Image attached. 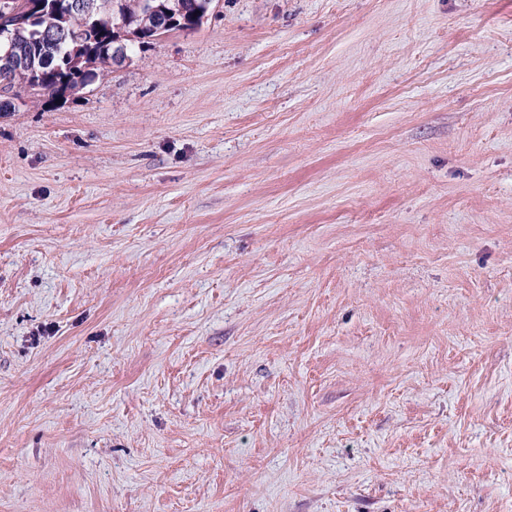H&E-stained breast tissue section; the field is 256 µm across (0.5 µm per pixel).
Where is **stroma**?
I'll return each mask as SVG.
<instances>
[{
	"label": "stroma",
	"mask_w": 512,
	"mask_h": 512,
	"mask_svg": "<svg viewBox=\"0 0 512 512\" xmlns=\"http://www.w3.org/2000/svg\"><path fill=\"white\" fill-rule=\"evenodd\" d=\"M0 512H512V0H216L0 112Z\"/></svg>",
	"instance_id": "35a3bbf8"
}]
</instances>
